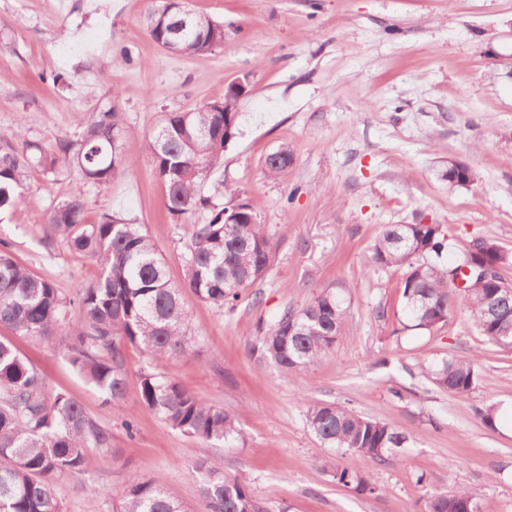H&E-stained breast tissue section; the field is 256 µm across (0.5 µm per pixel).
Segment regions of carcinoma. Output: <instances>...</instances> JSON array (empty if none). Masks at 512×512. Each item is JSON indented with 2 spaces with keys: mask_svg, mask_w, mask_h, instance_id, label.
<instances>
[{
  "mask_svg": "<svg viewBox=\"0 0 512 512\" xmlns=\"http://www.w3.org/2000/svg\"><path fill=\"white\" fill-rule=\"evenodd\" d=\"M147 36L174 56L212 53L224 42V23L205 14L181 25L177 9L164 3L145 19ZM225 86L222 97L185 112H169L146 139L165 206L173 221L198 214L187 245L184 287L222 310L234 307L242 291L262 281L271 269L276 249L254 207L241 201L220 208L201 193V183L223 165L224 150L238 134L237 95ZM128 130L112 108L98 113L77 141L63 140L51 151L25 139L23 126L0 138V214L16 210L25 173L34 167L54 172L74 168L86 184L109 185L131 165L124 142ZM281 157L267 155L265 171L285 178L293 164L286 146ZM45 223L70 249L94 259L101 269L96 282L77 289L82 318L64 323L66 301L53 282L15 260L9 245L0 246V327L20 336L53 343L67 338L66 358L103 396L113 413L122 415L127 369L124 351L140 350L153 360L188 352L191 330L179 303V289L169 283L165 259L144 226L119 212L87 220L84 196L74 191L48 213ZM462 250L451 266L442 264L451 248L439 224H385L371 247L370 259L380 269H403L402 296L416 326L433 329L449 319L455 294H460L479 334L490 343L512 347V300L499 291L502 275L485 276V266L503 267L509 256L497 242ZM471 274L459 288L454 278L461 268ZM347 310L332 290L317 294L306 306L288 307L257 337L252 353L273 362L285 375L311 364L335 346L342 335ZM141 406L158 415L171 429L200 440L207 447L242 437L233 414L183 390L163 374L137 373ZM432 382L457 397H467L480 376L476 357L453 356L431 367ZM311 432L330 448L386 462L408 435L395 424L366 418L335 402L312 404L306 410ZM111 447V434L83 407L64 393L49 394L45 377L25 361L8 341L0 340V512H61L55 478L81 472L93 448ZM201 512H267L250 485L201 459ZM334 478L361 493L379 491L370 479L338 466ZM116 512H185L170 490L149 480L134 479L105 488ZM427 512H478V493L470 488L435 492Z\"/></svg>",
  "mask_w": 512,
  "mask_h": 512,
  "instance_id": "carcinoma-1",
  "label": "carcinoma"
}]
</instances>
